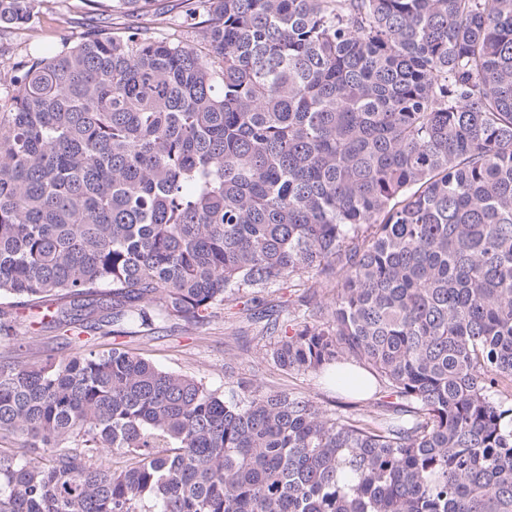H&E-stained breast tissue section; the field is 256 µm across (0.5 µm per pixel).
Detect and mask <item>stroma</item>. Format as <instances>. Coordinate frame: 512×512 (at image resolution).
Masks as SVG:
<instances>
[{
    "label": "stroma",
    "mask_w": 512,
    "mask_h": 512,
    "mask_svg": "<svg viewBox=\"0 0 512 512\" xmlns=\"http://www.w3.org/2000/svg\"><path fill=\"white\" fill-rule=\"evenodd\" d=\"M136 21V16L126 13L99 16L83 0H52L39 22L20 30L0 29V72L40 46L74 45L90 30L119 32ZM249 298L244 291L239 299L226 300L202 325L160 323L151 336L128 339L126 347L160 368L202 380L221 394L233 391L243 396L248 386L260 385L293 394L316 393L324 408H335L339 395L321 375L285 371L267 360L269 338L263 323L244 310ZM23 317L24 324L15 327L13 333L27 341L25 362L33 363L49 354L71 355V347L57 339L52 329L37 324L35 313L27 311Z\"/></svg>",
    "instance_id": "obj_1"
}]
</instances>
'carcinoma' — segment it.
Instances as JSON below:
<instances>
[{"mask_svg": "<svg viewBox=\"0 0 512 512\" xmlns=\"http://www.w3.org/2000/svg\"><path fill=\"white\" fill-rule=\"evenodd\" d=\"M45 0H0L19 29ZM106 13L147 0H91ZM0 82V316L146 336L311 276L266 356L353 412L114 343L0 360V512H512V0H197ZM118 456L123 465L103 462Z\"/></svg>", "mask_w": 512, "mask_h": 512, "instance_id": "cac0c4a2", "label": "carcinoma"}]
</instances>
